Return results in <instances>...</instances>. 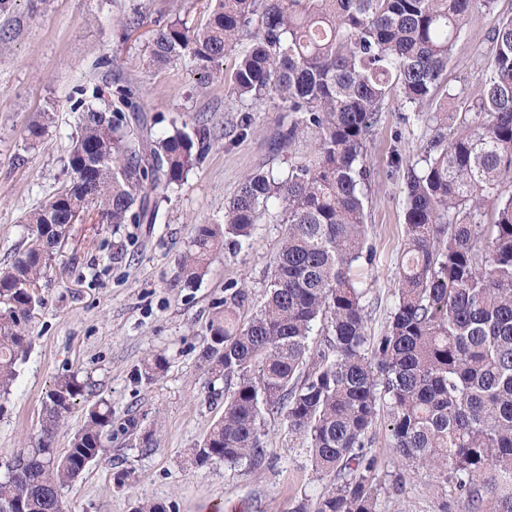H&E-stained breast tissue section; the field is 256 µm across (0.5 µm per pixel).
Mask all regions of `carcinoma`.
I'll list each match as a JSON object with an SVG mask.
<instances>
[{"mask_svg":"<svg viewBox=\"0 0 512 512\" xmlns=\"http://www.w3.org/2000/svg\"><path fill=\"white\" fill-rule=\"evenodd\" d=\"M494 0H209L204 24L155 30L149 62L182 58L211 81L238 52L232 93L246 106L288 113L281 143L314 135L315 157L279 171L246 174L221 224H199L179 261L176 284L195 287L224 243L250 241L269 206L284 231L265 300L247 320L248 293L234 288L213 306L203 370L224 379V414L191 464L269 463L265 415L281 414L306 445L329 489L315 512H379L382 486L367 455L377 405L388 408L391 447L408 467L427 468L442 512H512V17L491 31L495 51L477 72L480 98L443 85L456 41ZM133 3L123 33L140 26ZM397 91L405 111L430 127L421 160L403 169L405 240L396 302L385 332L371 336L356 270L364 258L363 164L382 104ZM78 98L67 160L70 177L27 213L30 244L0 270V395L26 358L40 280L72 231L97 224H154L159 202L211 147L205 127L187 131L140 118L136 88L96 87ZM460 102L448 111V100ZM45 110L24 127L40 142ZM167 359L143 363L147 381ZM90 394L76 373L46 394L35 446L21 448L0 476V512H62V490L103 451L112 412L87 406L69 448L52 438Z\"/></svg>","mask_w":512,"mask_h":512,"instance_id":"carcinoma-1","label":"carcinoma"}]
</instances>
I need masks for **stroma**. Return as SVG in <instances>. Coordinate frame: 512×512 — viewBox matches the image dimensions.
Returning <instances> with one entry per match:
<instances>
[{
    "label": "stroma",
    "instance_id": "35a3bbf8",
    "mask_svg": "<svg viewBox=\"0 0 512 512\" xmlns=\"http://www.w3.org/2000/svg\"><path fill=\"white\" fill-rule=\"evenodd\" d=\"M144 23L122 35L116 22L130 0H11L0 11V267L9 266L25 246L23 215L44 202L69 178L67 157L76 115L77 89L122 81L140 92L151 114L202 125L213 145L204 160L161 203L154 224H128L119 231L86 222L71 234L42 280L43 306L33 323L31 348L18 366L8 395L0 396V474L17 449L32 445L39 430L42 400L55 378L77 373L95 397L112 407L115 428L104 452L62 492L63 512H132L137 500L163 503L167 512H313L329 483L312 467L301 441L279 415L265 419L269 467L252 471L221 463L186 460L224 412V383L201 368V354L214 302L231 286L247 289L249 311L264 300L284 226L281 211L269 208L251 246H225L193 288H176L178 260L198 224L222 220L224 207L243 176L307 161L312 138L279 143L280 112L255 107L254 125L240 127L239 104L231 94L235 54L222 62L224 79L199 81L185 62L148 66L153 31L177 18L204 22L207 0H139ZM512 15V0H496L476 14L455 43L445 73L450 88L479 96L473 73L491 59L488 38L501 18ZM53 109L54 120L37 146L22 136L23 125ZM398 94L382 104L381 119L363 155L372 173L365 201L366 246L372 262L364 268L369 330L384 331L395 301L397 264L404 237L405 196L391 157L410 163L424 152L429 130L404 121ZM164 353L168 365L158 380L139 377L144 358ZM137 426L122 432L120 424ZM151 444H144L145 434ZM370 455L377 459L383 489L379 512H439L441 493L423 470L403 469L390 447L388 410L380 408L371 429ZM126 469L132 485L117 487L113 475ZM405 485L394 490L396 473Z\"/></svg>",
    "mask_w": 512,
    "mask_h": 512
}]
</instances>
